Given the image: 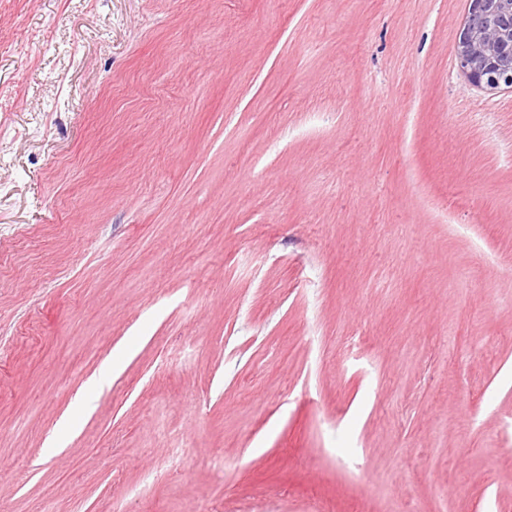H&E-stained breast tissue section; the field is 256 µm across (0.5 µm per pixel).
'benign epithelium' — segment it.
Instances as JSON below:
<instances>
[{
    "label": "benign epithelium",
    "mask_w": 512,
    "mask_h": 512,
    "mask_svg": "<svg viewBox=\"0 0 512 512\" xmlns=\"http://www.w3.org/2000/svg\"><path fill=\"white\" fill-rule=\"evenodd\" d=\"M456 56L472 84L512 88V0H469Z\"/></svg>",
    "instance_id": "1"
}]
</instances>
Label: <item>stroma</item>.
Segmentation results:
<instances>
[{
    "instance_id": "1",
    "label": "stroma",
    "mask_w": 512,
    "mask_h": 512,
    "mask_svg": "<svg viewBox=\"0 0 512 512\" xmlns=\"http://www.w3.org/2000/svg\"><path fill=\"white\" fill-rule=\"evenodd\" d=\"M467 11L0 0V512H512Z\"/></svg>"
}]
</instances>
